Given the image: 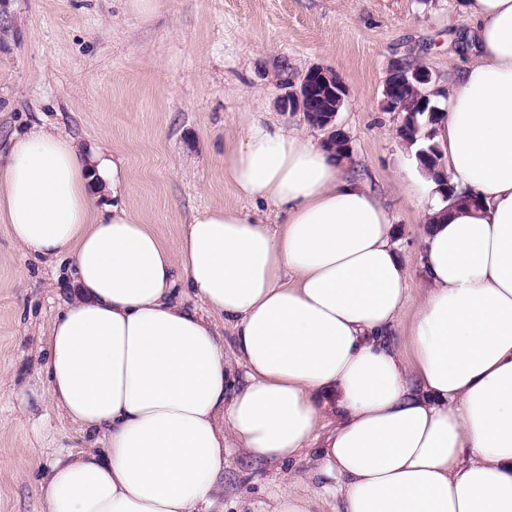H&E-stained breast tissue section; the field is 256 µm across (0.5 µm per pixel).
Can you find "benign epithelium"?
I'll return each mask as SVG.
<instances>
[{
  "label": "benign epithelium",
  "mask_w": 512,
  "mask_h": 512,
  "mask_svg": "<svg viewBox=\"0 0 512 512\" xmlns=\"http://www.w3.org/2000/svg\"><path fill=\"white\" fill-rule=\"evenodd\" d=\"M433 74L423 62L409 65L395 61L391 64L390 73L383 87L384 104L393 112H400L404 108V101L408 98L418 103L426 104L428 95L426 86L431 84ZM328 94L331 104L323 110L322 127L326 131L324 142H331V136L342 134L344 153H350V143L342 129L335 125L337 113L349 96V88L336 72L324 66H313L307 70L296 83L291 85L287 96L279 101V107L284 112H310L309 104L318 90ZM417 162L434 177H439L440 166L433 160V153L428 148L416 152Z\"/></svg>",
  "instance_id": "7a95c632"
}]
</instances>
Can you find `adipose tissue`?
Instances as JSON below:
<instances>
[{
  "label": "adipose tissue",
  "mask_w": 512,
  "mask_h": 512,
  "mask_svg": "<svg viewBox=\"0 0 512 512\" xmlns=\"http://www.w3.org/2000/svg\"><path fill=\"white\" fill-rule=\"evenodd\" d=\"M476 54L434 141L455 194L418 192L425 296L388 209L331 151L251 121L224 178L254 211L211 208L168 247L127 205L102 147L40 128L0 152V223L27 254L70 255L74 299L47 337V395L102 447L56 460L41 512H201L224 449L317 451L338 512H512V0H463ZM294 283H285L287 273ZM236 336L235 376L215 326Z\"/></svg>",
  "instance_id": "ef3b65f1"
}]
</instances>
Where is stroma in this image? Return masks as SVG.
<instances>
[{
    "mask_svg": "<svg viewBox=\"0 0 512 512\" xmlns=\"http://www.w3.org/2000/svg\"><path fill=\"white\" fill-rule=\"evenodd\" d=\"M464 30L461 0H160L147 19L129 0H0V142L43 127L110 146L129 172L125 200L172 245L195 213L241 207L224 148L245 113L322 140L278 101L309 68L329 67L350 90L336 116L351 146L342 170L394 216L415 304L421 225L400 184L413 154L382 89L395 60L427 64L447 88L474 60ZM71 271L70 256L25 255L0 224V512H39L63 449L95 441L48 400L21 402L22 389H47L44 335ZM309 467L227 449L213 512H268Z\"/></svg>",
    "mask_w": 512,
    "mask_h": 512,
    "instance_id": "stroma-1",
    "label": "stroma"
}]
</instances>
